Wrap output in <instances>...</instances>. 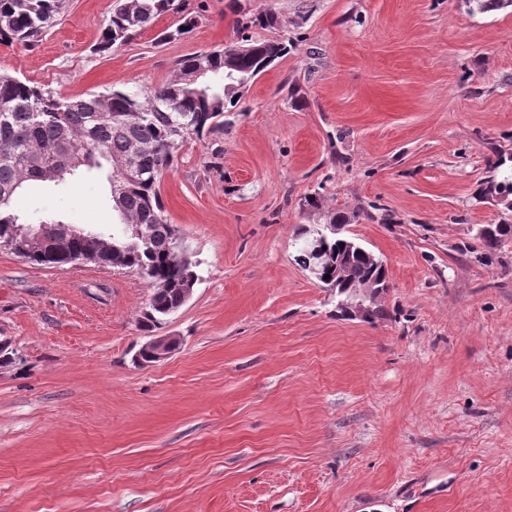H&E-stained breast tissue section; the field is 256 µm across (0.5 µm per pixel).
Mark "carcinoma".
Instances as JSON below:
<instances>
[{
    "label": "carcinoma",
    "instance_id": "1",
    "mask_svg": "<svg viewBox=\"0 0 512 512\" xmlns=\"http://www.w3.org/2000/svg\"><path fill=\"white\" fill-rule=\"evenodd\" d=\"M66 0H0V41L31 48L53 26ZM179 10L175 0H119L106 21L98 53L125 44L158 16ZM203 18H184L183 26L166 29L159 41L189 33ZM288 54L281 39H252L235 45L191 54L178 63L169 83L142 97L127 90L62 98L9 74L0 73V237L15 224L28 220L13 209L14 196L34 183L60 186L94 170H107L108 183L118 180L120 192L112 198L113 224L79 228L61 220L47 221L45 236L55 252L28 255L34 265L72 264L82 258L85 238L97 236L95 263L136 272L152 290L140 320L143 331L155 333L166 318L184 306V289L197 279L188 252L176 260L170 254L182 241L164 216L159 186L174 165L179 149L190 138L199 140L224 130V113L239 104L254 78ZM146 143L152 152L130 159L132 147ZM131 161L133 170L114 174L113 163ZM494 169L500 180L490 189L512 211V155L498 156ZM150 224V250L136 245L133 229ZM512 239V224L495 226L492 238L482 241L494 252ZM382 269L366 256L353 257L348 279L362 280Z\"/></svg>",
    "mask_w": 512,
    "mask_h": 512
}]
</instances>
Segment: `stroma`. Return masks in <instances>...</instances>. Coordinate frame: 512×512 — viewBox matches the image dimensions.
I'll return each mask as SVG.
<instances>
[{"label": "stroma", "instance_id": "1", "mask_svg": "<svg viewBox=\"0 0 512 512\" xmlns=\"http://www.w3.org/2000/svg\"><path fill=\"white\" fill-rule=\"evenodd\" d=\"M117 0H68L0 71L61 97L147 95L185 56L290 40L224 130L189 140L161 181L198 276L135 366L150 288L96 264L0 250V512H512V216L480 199L512 154V7L468 0H187L95 52ZM275 13V29L239 19ZM354 215L387 263L384 318L351 319L296 262L305 199ZM40 221H112L99 174L32 188ZM106 285L97 293V285ZM146 342L145 345L152 348L151 357L153 359V364L163 362L167 360L172 353L176 350L174 349V341L176 338L174 336H166V335H155V336H145ZM143 342V343H144Z\"/></svg>", "mask_w": 512, "mask_h": 512}]
</instances>
